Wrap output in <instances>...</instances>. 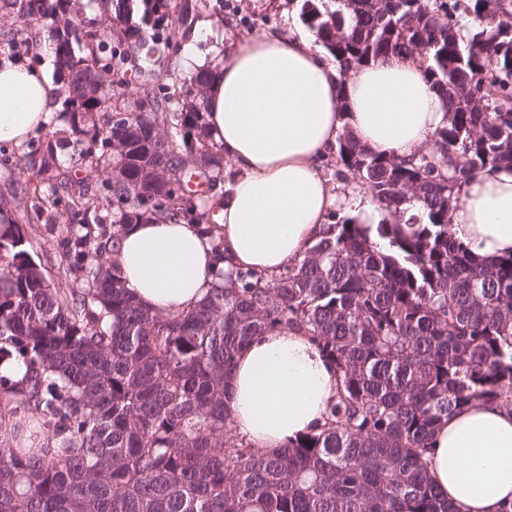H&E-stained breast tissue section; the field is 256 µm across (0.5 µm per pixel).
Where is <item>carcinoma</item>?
I'll return each instance as SVG.
<instances>
[{
    "label": "carcinoma",
    "instance_id": "1",
    "mask_svg": "<svg viewBox=\"0 0 512 512\" xmlns=\"http://www.w3.org/2000/svg\"><path fill=\"white\" fill-rule=\"evenodd\" d=\"M330 2L303 0L302 15L343 73L421 54L449 104L432 147L408 160L337 141L328 166L394 221L334 212L278 275L218 267L199 305L160 315L107 252L141 222L216 238L223 151L207 131L209 75L174 76L208 0H0L22 22L0 29V48L54 43L65 123L18 155L11 185L36 171L71 217L66 288L18 224H0V363L23 369L0 375V512H459L427 471L435 429L476 402L512 407V255L476 259L449 223L462 179L512 165V5ZM461 14L478 22L465 50ZM149 41L166 69L139 64ZM132 83L138 111L118 121ZM193 85L197 105L182 99ZM108 169L99 184L85 176ZM13 195L56 223L29 190ZM276 331L309 337L341 386L324 424L270 452L240 436L224 392L239 350ZM29 431L40 446L24 445Z\"/></svg>",
    "mask_w": 512,
    "mask_h": 512
}]
</instances>
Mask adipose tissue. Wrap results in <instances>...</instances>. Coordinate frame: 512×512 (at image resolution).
<instances>
[{
  "label": "adipose tissue",
  "mask_w": 512,
  "mask_h": 512,
  "mask_svg": "<svg viewBox=\"0 0 512 512\" xmlns=\"http://www.w3.org/2000/svg\"><path fill=\"white\" fill-rule=\"evenodd\" d=\"M44 69L0 62V142L21 143L47 120ZM208 131L238 175L224 196L216 238L192 224H132L114 260L133 296L155 313L197 305L210 286L212 245L225 269L272 275L298 262L336 195L324 174L338 137L410 159L446 118L425 62L388 55L342 75L314 37L291 28L240 39L206 93ZM450 230L476 257L512 254V166L464 179ZM339 374L308 337L273 332L237 354L225 405L237 431L273 451L325 421ZM427 469L460 512H501L512 503V411L473 404L434 434Z\"/></svg>",
  "instance_id": "adipose-tissue-1"
}]
</instances>
